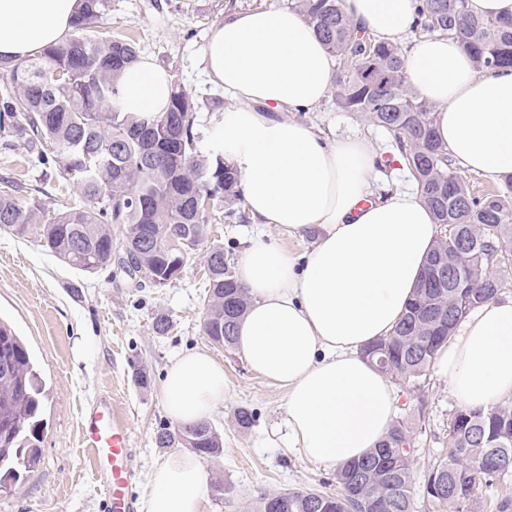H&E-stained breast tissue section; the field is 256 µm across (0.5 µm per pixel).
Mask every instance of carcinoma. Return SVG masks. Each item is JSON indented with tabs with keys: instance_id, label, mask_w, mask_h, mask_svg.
<instances>
[{
	"instance_id": "carcinoma-1",
	"label": "carcinoma",
	"mask_w": 512,
	"mask_h": 512,
	"mask_svg": "<svg viewBox=\"0 0 512 512\" xmlns=\"http://www.w3.org/2000/svg\"><path fill=\"white\" fill-rule=\"evenodd\" d=\"M65 39L24 59L0 62L10 83L0 90V132L38 139L46 148L38 164L75 185L82 200L48 215L36 195L17 180L0 181V230L32 236L62 263L87 273L130 257L152 286L179 280L220 219L246 221L239 175L222 156L197 149L195 103L173 83L168 108L156 116L123 112L118 77L140 54L126 37L97 31L106 0H83ZM415 32L456 34L474 63L512 66V17L468 11V0H418ZM343 0H291L314 25L327 52L339 59L334 101L389 133L435 223L447 228L425 261L412 301L392 333L363 351L388 378L415 387L425 382L437 349L463 319L512 284V180L506 191L479 196L458 174L435 131L434 106L411 90L399 45L381 41L345 14ZM208 290L202 327L214 345L232 349L250 302L224 245L203 256ZM481 268L474 288H455ZM45 382L28 349L0 321V489L19 482L40 463ZM396 421L377 448L335 469L336 491L285 490L260 495L252 512H414L411 493L416 433ZM449 436L453 465L428 461L429 502L457 512H481L479 485L493 488L512 477V404L486 412L456 411ZM190 440L201 457L223 451L208 422L162 429L156 444Z\"/></svg>"
}]
</instances>
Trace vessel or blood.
<instances>
[{
  "mask_svg": "<svg viewBox=\"0 0 512 512\" xmlns=\"http://www.w3.org/2000/svg\"><path fill=\"white\" fill-rule=\"evenodd\" d=\"M79 445L90 455L104 492L105 512H135L130 487L135 479L130 434L113 405L99 402L80 412Z\"/></svg>",
  "mask_w": 512,
  "mask_h": 512,
  "instance_id": "1",
  "label": "vessel or blood"
}]
</instances>
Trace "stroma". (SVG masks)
I'll use <instances>...</instances> for the list:
<instances>
[{"label":"stroma","mask_w":512,"mask_h":512,"mask_svg":"<svg viewBox=\"0 0 512 512\" xmlns=\"http://www.w3.org/2000/svg\"><path fill=\"white\" fill-rule=\"evenodd\" d=\"M288 0H107L99 30L133 38L141 56L152 59L190 92L197 104L195 134L201 153L229 99L202 62V47L215 23L257 7H287ZM300 121L328 135H357L374 152L387 149L388 135L367 121L339 111L333 98L300 113ZM39 143L13 138L0 145V178L12 177L41 187L48 211L76 202L78 192L55 173L37 166ZM253 221L212 224L209 239L240 260L253 240ZM206 275L201 259L190 261L180 280L164 288L122 271L91 274L70 268L31 237L0 232V319L25 341L46 381L47 400L41 462L8 492H0V512H103V495L91 479L88 459L78 446L79 412L104 399L116 400L129 427L135 480L131 493L142 499L154 464L169 456L155 437L174 428L161 398L165 373L180 355L207 351L224 367L226 396L211 420L224 441L216 457L203 458L209 482L224 484L223 495L206 490L203 512H250L261 494L284 490L335 488L333 468L306 459L289 447L283 389L255 373L239 350L213 345L202 328ZM172 328L152 330L157 314ZM146 371L149 383L134 374ZM398 417L425 405V429L414 465V512H455L433 507L422 491L428 460L448 453L451 417L460 405L446 380L429 374L424 385L397 384ZM252 411L254 423L240 428L239 409Z\"/></svg>","instance_id":"1"}]
</instances>
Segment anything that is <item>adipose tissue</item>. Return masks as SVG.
Here are the masks:
<instances>
[{
	"mask_svg": "<svg viewBox=\"0 0 512 512\" xmlns=\"http://www.w3.org/2000/svg\"><path fill=\"white\" fill-rule=\"evenodd\" d=\"M379 39L398 41L416 0H343ZM82 0H0V60L59 44ZM208 73L233 102L210 144L239 173L256 224L301 238L319 235L303 259L256 240L239 278L252 303L237 347L250 368L286 393L291 447L335 466L361 458L388 433L393 385L360 351L387 335L418 282L437 227L416 191L361 207L376 181L365 140H330L297 120L319 106L336 65L314 27L287 8H257L218 22L203 49ZM411 87L437 107L436 131L456 165L498 183L512 177V67L476 68L459 40L434 35L406 56ZM169 74L148 60L119 81L122 111L156 115ZM432 366L461 407L488 410L512 398V298L470 313ZM224 368L209 353L178 357L162 384L177 423L209 421L224 403ZM207 475L191 453L167 456L149 475L144 512H202Z\"/></svg>",
	"mask_w": 512,
	"mask_h": 512,
	"instance_id": "ef3b65f1",
	"label": "adipose tissue"
}]
</instances>
